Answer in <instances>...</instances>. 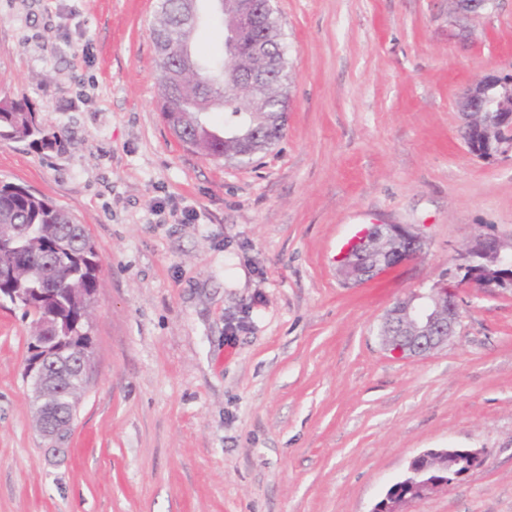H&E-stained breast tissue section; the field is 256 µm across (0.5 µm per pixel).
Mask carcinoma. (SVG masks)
<instances>
[{"label": "carcinoma", "instance_id": "1", "mask_svg": "<svg viewBox=\"0 0 512 512\" xmlns=\"http://www.w3.org/2000/svg\"><path fill=\"white\" fill-rule=\"evenodd\" d=\"M199 0H159L153 35L158 47L162 115L177 138L197 153L212 159L232 158L241 141L257 138L252 160L282 136L288 112L286 55L281 28L269 14V48L279 63L278 76L264 84L268 114L253 108L244 90L224 88V59L190 51L199 25L195 4ZM224 112V127H213L208 114ZM0 138L32 140L50 148L56 135L46 132L33 113L20 102L0 100ZM12 240L10 252L0 249V266L20 267L22 280L3 279L0 289L16 288L15 306L32 317L33 350L40 342V322L59 324L66 337L60 354L68 397L58 411L75 408L85 387L69 364L75 354L93 349L90 336L92 310L98 288L99 260L96 247L84 225L66 210L26 188L0 183V242Z\"/></svg>", "mask_w": 512, "mask_h": 512}]
</instances>
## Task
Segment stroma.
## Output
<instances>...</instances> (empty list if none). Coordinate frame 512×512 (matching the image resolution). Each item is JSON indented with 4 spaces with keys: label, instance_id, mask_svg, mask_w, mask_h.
<instances>
[{
    "label": "stroma",
    "instance_id": "35a3bbf8",
    "mask_svg": "<svg viewBox=\"0 0 512 512\" xmlns=\"http://www.w3.org/2000/svg\"><path fill=\"white\" fill-rule=\"evenodd\" d=\"M272 3L288 120L241 165L162 116L159 0H0V99L57 137L0 139V181L69 211L100 257L93 374L62 452L31 410V321L0 304V512H372L448 447L485 462L404 512H512V290L456 271L477 236L512 242V152L472 154L456 108L512 72V0ZM373 224L425 247L344 283L339 258ZM440 285L456 336L387 350V311Z\"/></svg>",
    "mask_w": 512,
    "mask_h": 512
}]
</instances>
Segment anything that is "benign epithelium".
Segmentation results:
<instances>
[{"label": "benign epithelium", "mask_w": 512, "mask_h": 512, "mask_svg": "<svg viewBox=\"0 0 512 512\" xmlns=\"http://www.w3.org/2000/svg\"><path fill=\"white\" fill-rule=\"evenodd\" d=\"M239 25L227 29L225 62L234 69L238 82L251 89L263 85L271 69V59L265 43L258 39L243 55L237 43L244 30L260 29L262 17L256 0H234ZM465 118L464 140L475 138L490 143L499 137L504 126L512 124V76L484 77L476 81L458 102ZM384 238L389 248L374 261L373 272L378 274L401 264L411 255L421 252V237L400 224H375L357 242L362 251L369 242ZM462 270L469 271L463 282L480 290L496 291L512 280V247L493 236H479L465 254ZM396 310L408 322V331L392 335L395 326L384 318L385 346L396 353L410 356L425 355L442 346L455 335L461 322V312L455 296L445 288L433 293L416 294L396 305ZM64 343L60 336H49L41 348L33 351L25 365L26 378L33 387L35 402L44 414L38 421L40 433L49 439H59L71 423H63L55 415V407L62 391V383L53 373L57 347ZM482 448H431L414 457L408 474L392 484L372 512H402L401 506L413 500L452 486L485 462Z\"/></svg>", "instance_id": "benign-epithelium-1"}]
</instances>
